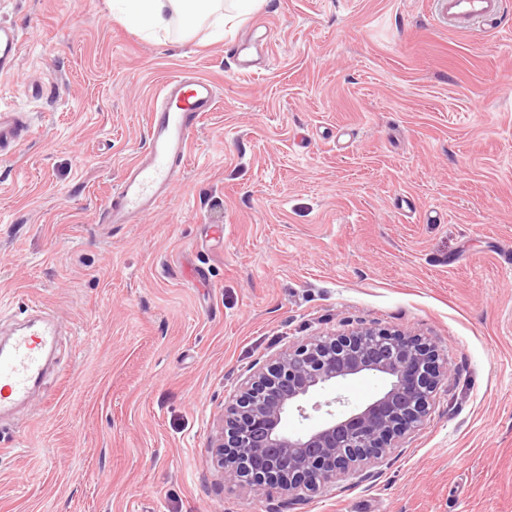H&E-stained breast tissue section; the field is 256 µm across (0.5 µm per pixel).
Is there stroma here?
Returning a JSON list of instances; mask_svg holds the SVG:
<instances>
[{"mask_svg": "<svg viewBox=\"0 0 512 512\" xmlns=\"http://www.w3.org/2000/svg\"><path fill=\"white\" fill-rule=\"evenodd\" d=\"M1 23L23 41L0 103L35 132L0 163V342L33 299L58 335L0 421V512H512V0L468 31L434 0H264L219 40L107 0H0ZM187 68L218 106L183 180L105 223ZM361 324L451 365L422 428L299 501L224 482L209 441L243 379Z\"/></svg>", "mask_w": 512, "mask_h": 512, "instance_id": "1", "label": "stroma"}]
</instances>
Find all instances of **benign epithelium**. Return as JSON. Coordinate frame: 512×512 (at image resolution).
<instances>
[{"mask_svg":"<svg viewBox=\"0 0 512 512\" xmlns=\"http://www.w3.org/2000/svg\"><path fill=\"white\" fill-rule=\"evenodd\" d=\"M449 374L432 344L403 331L361 324L310 338L250 376L225 407L210 444L216 470L258 498L302 499L379 465L424 422L431 394ZM357 375L382 379L383 391L351 409L335 396L324 402L329 410L320 424L286 429L293 410L308 419L303 403L312 394Z\"/></svg>","mask_w":512,"mask_h":512,"instance_id":"obj_1","label":"benign epithelium"}]
</instances>
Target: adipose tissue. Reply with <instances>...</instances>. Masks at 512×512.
<instances>
[{"label": "adipose tissue", "instance_id": "1", "mask_svg": "<svg viewBox=\"0 0 512 512\" xmlns=\"http://www.w3.org/2000/svg\"><path fill=\"white\" fill-rule=\"evenodd\" d=\"M232 2L238 15L249 14L257 0H113L112 8L128 23L151 33H168L171 22H178L182 33L192 34L206 22L223 31L229 18L225 2Z\"/></svg>", "mask_w": 512, "mask_h": 512}]
</instances>
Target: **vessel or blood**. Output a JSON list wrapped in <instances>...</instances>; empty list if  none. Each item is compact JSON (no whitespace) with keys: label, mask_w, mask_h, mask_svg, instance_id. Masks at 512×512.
I'll list each match as a JSON object with an SVG mask.
<instances>
[{"label":"vessel or blood","mask_w":512,"mask_h":512,"mask_svg":"<svg viewBox=\"0 0 512 512\" xmlns=\"http://www.w3.org/2000/svg\"><path fill=\"white\" fill-rule=\"evenodd\" d=\"M440 15L456 27L496 16L501 0H436ZM20 30L0 25V76L14 74L18 66ZM217 93L213 83L185 71L168 79L150 109L148 146L127 165L112 190L107 208L111 224H133L153 209L180 176L190 150L191 135L205 113L214 111ZM32 134L25 113L0 105V156ZM55 330L50 322L16 330L0 350V412L24 403L42 377Z\"/></svg>","instance_id":"vessel-or-blood-1"}]
</instances>
